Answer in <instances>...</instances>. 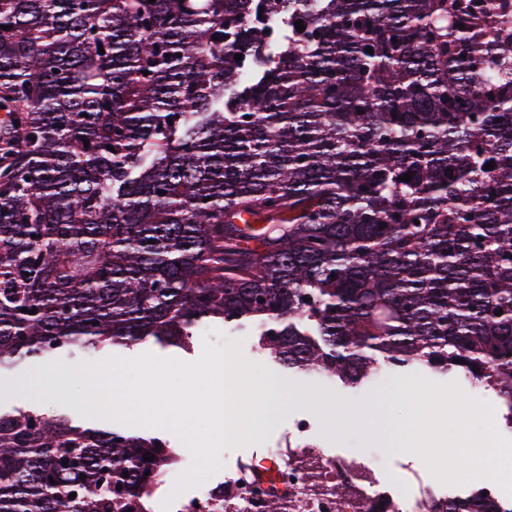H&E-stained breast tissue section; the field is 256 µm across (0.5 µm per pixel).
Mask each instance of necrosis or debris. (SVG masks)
Masks as SVG:
<instances>
[{"instance_id":"obj_1","label":"necrosis or debris","mask_w":512,"mask_h":512,"mask_svg":"<svg viewBox=\"0 0 512 512\" xmlns=\"http://www.w3.org/2000/svg\"><path fill=\"white\" fill-rule=\"evenodd\" d=\"M484 433V457L493 473L485 481L460 486L455 478H447L432 488L413 486L410 482L391 477L381 478L376 467L352 464L335 456L309 452L306 438L311 426L305 415H297L292 425V439L285 448L276 449L273 467L275 477H268L261 465L242 464L224 478L223 488L204 486L193 495L167 498L162 482L151 487L153 512H213L220 500H228L241 507L243 512H264L266 501L274 495L294 500L297 493L305 491L307 471L300 466V456L316 464L326 482L335 484L344 475L354 479L363 492V503L344 502L330 493L309 495L308 512H365L367 506H383L385 512H440L452 498L465 495L487 494L501 504L504 512H512V494L506 493L505 482H512V443L503 436L504 421L500 407H493Z\"/></svg>"}]
</instances>
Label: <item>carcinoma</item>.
<instances>
[{
  "mask_svg": "<svg viewBox=\"0 0 512 512\" xmlns=\"http://www.w3.org/2000/svg\"><path fill=\"white\" fill-rule=\"evenodd\" d=\"M0 111L1 367L255 325L290 370L462 374L512 420L508 4L0 0ZM172 456L0 405V512H150Z\"/></svg>",
  "mask_w": 512,
  "mask_h": 512,
  "instance_id": "cac0c4a2",
  "label": "carcinoma"
}]
</instances>
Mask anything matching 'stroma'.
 <instances>
[{
  "label": "stroma",
  "instance_id": "stroma-1",
  "mask_svg": "<svg viewBox=\"0 0 512 512\" xmlns=\"http://www.w3.org/2000/svg\"><path fill=\"white\" fill-rule=\"evenodd\" d=\"M232 340L240 342L247 361L269 367V380L282 399L267 408L266 442L224 450L223 469L216 472V480H223L225 469L283 443L294 417L301 411L312 425L315 444L338 458L365 464L376 460L381 469L399 474L409 469L427 485L451 475L464 483H478L488 477L484 466L450 470L435 462L436 456L458 448L462 438L479 437L487 425L481 412L487 395L480 385L459 376L410 370L390 379L380 376L355 388L320 377L306 379L273 365L268 350L260 347L258 336L252 332L197 336L186 350L144 343L123 350L122 355L130 358L151 352L192 362L200 357L204 342L222 346ZM77 363V358L59 357L40 365L0 372V403L19 406L32 399L47 414L67 411V383L73 380ZM450 398L466 400L474 406L466 432H459L456 416L448 412L446 401ZM340 408L350 411L351 419H337L336 411ZM410 428L422 439L419 449L409 448L405 443L404 432Z\"/></svg>",
  "mask_w": 512,
  "mask_h": 512
}]
</instances>
